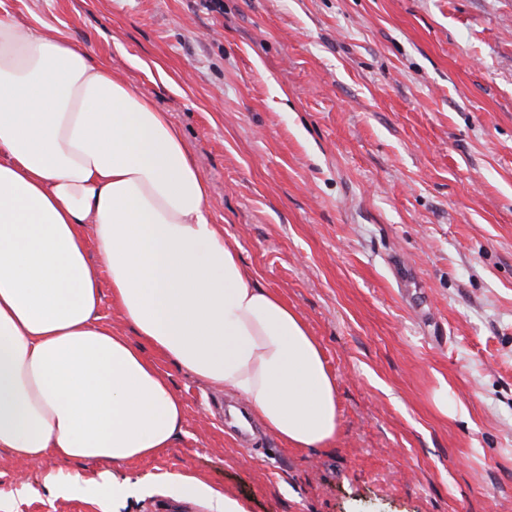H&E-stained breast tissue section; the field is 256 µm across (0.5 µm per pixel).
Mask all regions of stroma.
Returning <instances> with one entry per match:
<instances>
[{"label": "stroma", "instance_id": "stroma-1", "mask_svg": "<svg viewBox=\"0 0 512 512\" xmlns=\"http://www.w3.org/2000/svg\"><path fill=\"white\" fill-rule=\"evenodd\" d=\"M106 61L181 130L212 220L305 319L340 428L301 450L216 418L223 396L157 355L185 413L122 465L0 449L14 512H512V0H0ZM448 386V410L433 396ZM50 473L76 492L51 495ZM166 483L183 493L206 499L211 504L213 512H243L236 501L193 475L172 474L167 476Z\"/></svg>", "mask_w": 512, "mask_h": 512}]
</instances>
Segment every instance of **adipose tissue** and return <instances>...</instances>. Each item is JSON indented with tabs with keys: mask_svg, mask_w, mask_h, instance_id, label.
Returning <instances> with one entry per match:
<instances>
[{
	"mask_svg": "<svg viewBox=\"0 0 512 512\" xmlns=\"http://www.w3.org/2000/svg\"><path fill=\"white\" fill-rule=\"evenodd\" d=\"M210 201L167 113L60 35L0 19V449L124 464L181 433V396L101 321L103 272L145 344L245 400L286 446L334 445L335 375ZM166 481L242 512L193 475Z\"/></svg>",
	"mask_w": 512,
	"mask_h": 512,
	"instance_id": "ef3b65f1",
	"label": "adipose tissue"
}]
</instances>
